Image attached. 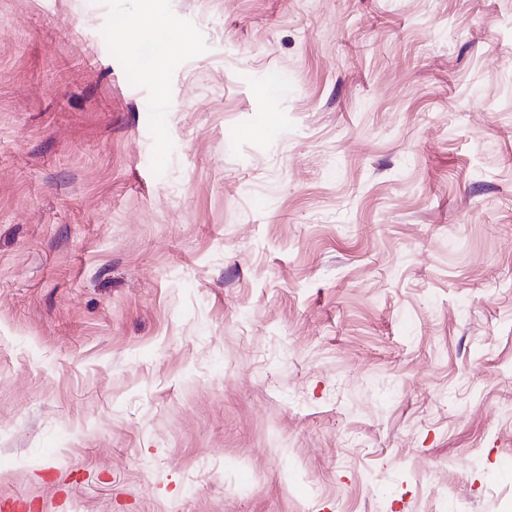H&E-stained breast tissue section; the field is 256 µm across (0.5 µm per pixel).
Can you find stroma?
<instances>
[{"mask_svg":"<svg viewBox=\"0 0 512 512\" xmlns=\"http://www.w3.org/2000/svg\"><path fill=\"white\" fill-rule=\"evenodd\" d=\"M144 4L0 0V507L512 512V0ZM149 15L140 19L143 39L138 38L142 43L152 41L157 38L162 39V46L158 50V55L170 53L184 40L180 31L174 26L173 22L167 16L166 11L159 3L149 6ZM148 42H145V44Z\"/></svg>","mask_w":512,"mask_h":512,"instance_id":"stroma-1","label":"stroma"}]
</instances>
